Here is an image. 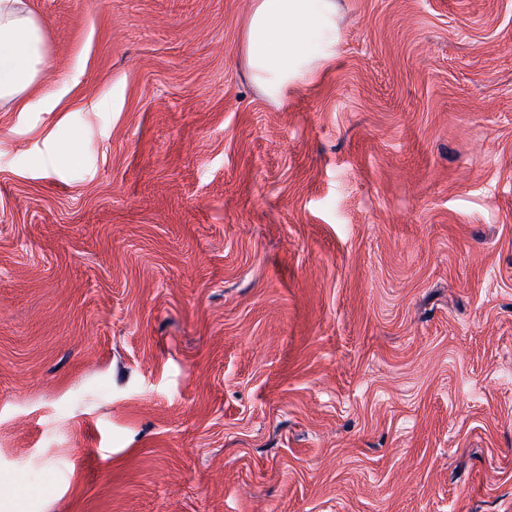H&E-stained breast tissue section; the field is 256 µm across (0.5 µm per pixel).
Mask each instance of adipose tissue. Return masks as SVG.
Returning a JSON list of instances; mask_svg holds the SVG:
<instances>
[{"mask_svg": "<svg viewBox=\"0 0 512 512\" xmlns=\"http://www.w3.org/2000/svg\"><path fill=\"white\" fill-rule=\"evenodd\" d=\"M336 38V0H255L242 45L254 78L282 102L335 58ZM45 60L43 22L25 0H0V104L28 111Z\"/></svg>", "mask_w": 512, "mask_h": 512, "instance_id": "1", "label": "adipose tissue"}]
</instances>
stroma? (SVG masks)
Returning a JSON list of instances; mask_svg holds the SVG:
<instances>
[{
    "label": "stroma",
    "instance_id": "35a3bbf8",
    "mask_svg": "<svg viewBox=\"0 0 512 512\" xmlns=\"http://www.w3.org/2000/svg\"><path fill=\"white\" fill-rule=\"evenodd\" d=\"M27 2L0 512H512V0H336L284 105L254 0Z\"/></svg>",
    "mask_w": 512,
    "mask_h": 512
}]
</instances>
